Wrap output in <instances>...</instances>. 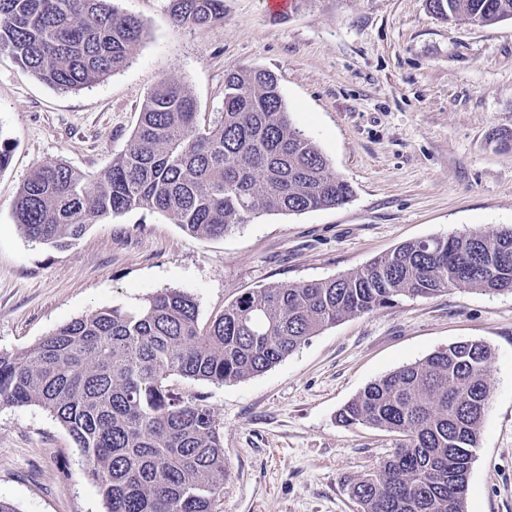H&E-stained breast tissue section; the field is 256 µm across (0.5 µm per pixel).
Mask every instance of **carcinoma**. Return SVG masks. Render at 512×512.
<instances>
[{"label": "carcinoma", "instance_id": "carcinoma-1", "mask_svg": "<svg viewBox=\"0 0 512 512\" xmlns=\"http://www.w3.org/2000/svg\"><path fill=\"white\" fill-rule=\"evenodd\" d=\"M440 19L492 24L512 0H429ZM179 26H209L224 0H171ZM144 27L111 0H0V53L41 82L79 89L126 65ZM352 196L295 127L275 74L224 75V109L200 126L195 99L163 80L146 96L126 151L100 173L41 164L12 205L31 241L63 249L90 225L135 209L219 238L261 213L335 208ZM452 288L512 292V227L403 243L339 277L243 293L208 327L177 289L74 319L20 355L0 353V406L36 403L68 429L107 512H213L224 440L211 408L169 388L174 376L237 382L280 363L321 330L403 297ZM482 341H462L370 383L339 421L402 444L346 481L360 512H465L474 448L491 396Z\"/></svg>", "mask_w": 512, "mask_h": 512}]
</instances>
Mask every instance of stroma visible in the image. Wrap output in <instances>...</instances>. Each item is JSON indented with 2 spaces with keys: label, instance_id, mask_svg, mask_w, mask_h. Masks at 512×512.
<instances>
[{
  "label": "stroma",
  "instance_id": "obj_1",
  "mask_svg": "<svg viewBox=\"0 0 512 512\" xmlns=\"http://www.w3.org/2000/svg\"><path fill=\"white\" fill-rule=\"evenodd\" d=\"M144 37L127 65L89 88L59 90L0 54V352L117 302L190 294L208 327L240 294L337 277L398 245L512 226V19L445 21L428 0H224L207 27L173 23L170 0H113ZM275 73L293 124L352 187L346 204L262 214L216 239L144 209L104 218L69 248L31 242L12 203L40 164L85 172L123 153L148 92L183 85L201 122L224 107V75ZM490 346L491 398L466 512H512V293L456 288L349 317L249 379L175 377L224 435L216 512H359L343 481L372 471L397 434L345 426L340 409L375 380L448 345ZM68 430L36 404L0 407V501L17 512H106Z\"/></svg>",
  "mask_w": 512,
  "mask_h": 512
}]
</instances>
